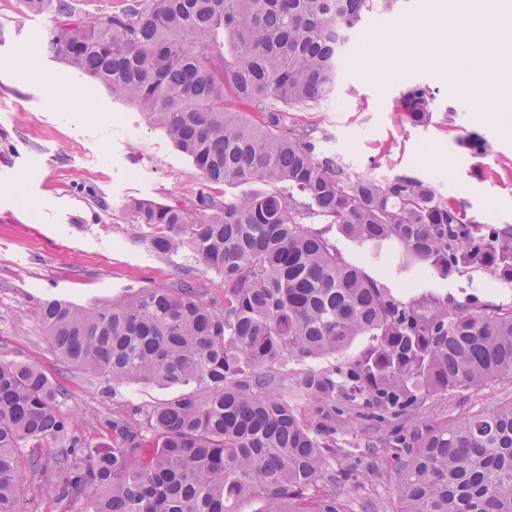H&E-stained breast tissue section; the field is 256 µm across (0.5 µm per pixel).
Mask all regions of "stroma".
<instances>
[{
	"label": "stroma",
	"mask_w": 512,
	"mask_h": 512,
	"mask_svg": "<svg viewBox=\"0 0 512 512\" xmlns=\"http://www.w3.org/2000/svg\"><path fill=\"white\" fill-rule=\"evenodd\" d=\"M433 0H399L395 19L366 13L350 34L330 102L292 112L291 124L318 125L321 150L339 155L351 174L385 180L410 173L465 209L477 224L512 226V107L503 120L484 121L477 98L461 94L448 77L444 59L425 68L392 75H361L357 63L369 38L397 24L444 17ZM53 11L31 12L22 0H0V161L14 163L19 176L0 180V361L39 367L67 395L64 411L76 414L78 432L92 444L112 442L104 420L113 411L153 405L170 397L152 385L109 388L105 378L63 363L37 319L48 298L91 306L119 299L153 284L193 273L209 295L220 293V278L189 253L160 256L149 244V229L136 223L129 204L149 200L190 204L200 177L165 133L143 114L114 99L83 71L50 57L47 40ZM435 96L432 120L415 125L396 110L413 85ZM476 132L487 142L483 155L464 149L460 137ZM326 237L344 258L402 298L420 292L461 301L469 297L512 306V282L467 270L440 278L401 268V247L362 243L336 228ZM512 399V378L429 396L423 419L456 420ZM393 428L363 419H337V470L362 471L361 488L344 486L355 512H397L398 470L404 452L386 447Z\"/></svg>",
	"instance_id": "stroma-1"
}]
</instances>
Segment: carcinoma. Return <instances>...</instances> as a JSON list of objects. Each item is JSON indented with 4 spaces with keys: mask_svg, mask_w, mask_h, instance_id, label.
<instances>
[{
    "mask_svg": "<svg viewBox=\"0 0 512 512\" xmlns=\"http://www.w3.org/2000/svg\"><path fill=\"white\" fill-rule=\"evenodd\" d=\"M387 0H131L88 18L56 0L49 45L138 109L192 162L189 205L136 202L165 255L185 248L222 280L206 299L191 274L38 318L67 364L114 385L182 391L106 419L112 447L77 434L65 393L37 367L0 362V512H28L20 481L83 512H355L336 472V417H417L427 397L512 378V306L431 292L407 301L350 264L321 231L397 242L402 263L445 278L483 268L512 281V227L466 214L411 174L355 177L290 110L330 101L343 47ZM414 85L397 109L431 118ZM286 190L221 198L216 186ZM366 343L346 356L356 338ZM338 358L326 369L302 368ZM293 362L301 369L290 371ZM407 449L400 512H512V399L457 420L394 432ZM37 448H49L43 455Z\"/></svg>",
    "mask_w": 512,
    "mask_h": 512,
    "instance_id": "carcinoma-1",
    "label": "carcinoma"
}]
</instances>
